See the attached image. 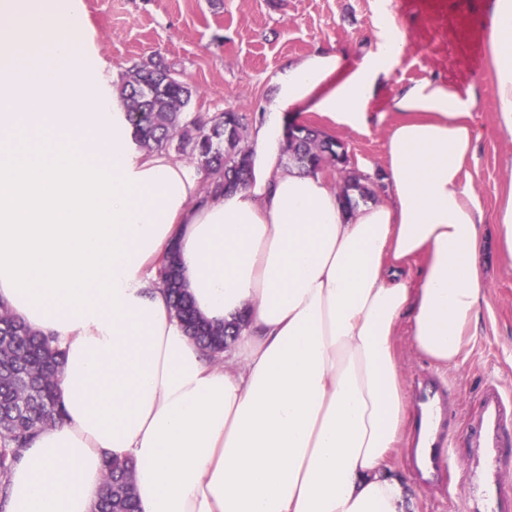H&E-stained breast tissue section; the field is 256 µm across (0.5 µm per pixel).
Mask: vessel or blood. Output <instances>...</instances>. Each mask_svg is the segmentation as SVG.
<instances>
[{"label": "vessel or blood", "mask_w": 512, "mask_h": 512, "mask_svg": "<svg viewBox=\"0 0 512 512\" xmlns=\"http://www.w3.org/2000/svg\"><path fill=\"white\" fill-rule=\"evenodd\" d=\"M414 408L424 430L423 445L411 449L409 466L421 484L449 480L455 467L454 441L448 434V395L439 381L425 377L415 386ZM512 421V397L495 383L483 390L465 437L474 465L457 486L465 512H512V484L501 477L504 435Z\"/></svg>", "instance_id": "obj_1"}]
</instances>
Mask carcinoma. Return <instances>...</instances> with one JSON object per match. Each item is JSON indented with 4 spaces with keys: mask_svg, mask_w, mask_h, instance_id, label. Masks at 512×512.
<instances>
[{
    "mask_svg": "<svg viewBox=\"0 0 512 512\" xmlns=\"http://www.w3.org/2000/svg\"><path fill=\"white\" fill-rule=\"evenodd\" d=\"M133 141L146 152L176 150L197 164L206 193L218 194L245 186L250 174L251 149L244 143L245 116L224 111L209 119L187 111L192 87L175 77L163 60L150 59L122 73L116 84ZM287 164L319 174L336 169L344 210L352 212L358 200L371 197L362 177L347 170L348 158L336 140L319 131L298 126L289 134ZM169 292L175 317L186 333L205 349L229 335L224 326L214 327L198 319L179 281L175 256L159 270ZM63 353L52 338L25 326L0 307V507L8 494L9 474L18 451L37 433L61 422L64 411L56 397ZM106 491L95 512H138L134 487V463L128 459L105 461Z\"/></svg>",
    "mask_w": 512,
    "mask_h": 512,
    "instance_id": "carcinoma-1",
    "label": "carcinoma"
}]
</instances>
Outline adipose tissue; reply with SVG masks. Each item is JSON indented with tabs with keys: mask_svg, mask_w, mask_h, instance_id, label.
Here are the masks:
<instances>
[{
	"mask_svg": "<svg viewBox=\"0 0 512 512\" xmlns=\"http://www.w3.org/2000/svg\"><path fill=\"white\" fill-rule=\"evenodd\" d=\"M490 27L512 134V0ZM85 28L81 0H0V305L65 357V417L20 449L0 512H93L105 460L127 457L141 512H410L392 466L408 421L395 328L460 365L486 239L512 266V192L485 225L464 170L474 99L426 81L393 100L387 202L345 214L328 180L288 166V110L368 130L405 47L382 11L376 51L348 73L317 50L275 76L247 186L208 196L175 155L131 148L86 81ZM172 252L201 320L244 321L218 357L159 284Z\"/></svg>",
	"mask_w": 512,
	"mask_h": 512,
	"instance_id": "1",
	"label": "adipose tissue"
}]
</instances>
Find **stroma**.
I'll return each mask as SVG.
<instances>
[{
  "instance_id": "1",
  "label": "stroma",
  "mask_w": 512,
  "mask_h": 512,
  "mask_svg": "<svg viewBox=\"0 0 512 512\" xmlns=\"http://www.w3.org/2000/svg\"><path fill=\"white\" fill-rule=\"evenodd\" d=\"M494 0H83L88 28L80 49L90 84L115 87L122 72L163 58L193 89L190 111L210 118L234 110L247 125L264 118L274 98L276 74L305 55L328 49L349 70L373 53L381 9L394 15L405 49L390 74L377 82L369 103L368 131L330 129L304 109L289 121L330 133L346 150L350 171L369 163L374 202L388 199L382 166L385 140L399 115L392 100L409 87L435 81L475 100L478 133L466 168L486 218H493L504 189L512 187V136L502 132L493 108L489 65ZM478 263L484 286L481 321L464 364L437 369L412 348L405 328L395 349L406 389L431 375L448 388V428L458 441V468L471 463L461 443L464 423L487 383L512 396V267L484 244Z\"/></svg>"
}]
</instances>
